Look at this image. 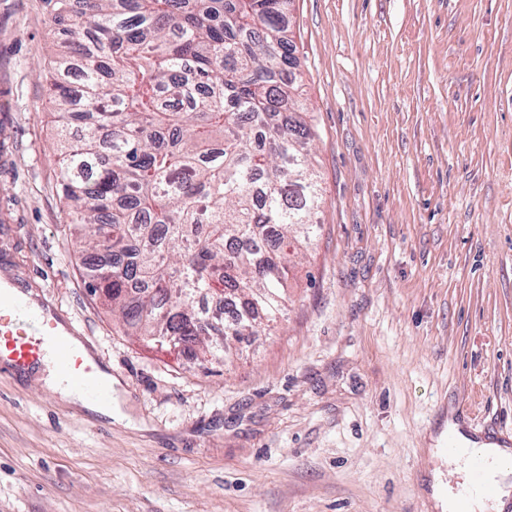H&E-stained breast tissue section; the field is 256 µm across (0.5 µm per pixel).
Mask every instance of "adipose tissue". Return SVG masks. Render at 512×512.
I'll list each match as a JSON object with an SVG mask.
<instances>
[{
    "label": "adipose tissue",
    "instance_id": "ef3b65f1",
    "mask_svg": "<svg viewBox=\"0 0 512 512\" xmlns=\"http://www.w3.org/2000/svg\"><path fill=\"white\" fill-rule=\"evenodd\" d=\"M448 433L458 445L452 460L454 463H466L469 452L473 447H481L487 459V478L498 488V495L493 501L482 497H474L468 503L470 512H482L483 508H492L493 512H504L508 503L512 502V449L491 441L476 442L466 436L458 423L448 425Z\"/></svg>",
    "mask_w": 512,
    "mask_h": 512
}]
</instances>
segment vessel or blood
<instances>
[{"instance_id": "1", "label": "vessel or blood", "mask_w": 512, "mask_h": 512, "mask_svg": "<svg viewBox=\"0 0 512 512\" xmlns=\"http://www.w3.org/2000/svg\"><path fill=\"white\" fill-rule=\"evenodd\" d=\"M15 287V282L0 279V371L22 373L48 360L88 402L109 403L112 389L99 374L100 360L87 359L73 344L83 335L81 326L73 321L65 332H58L44 312L11 297ZM485 471L483 454L473 452L467 462V479L459 490L460 502L474 495L495 496L496 489L487 481Z\"/></svg>"}]
</instances>
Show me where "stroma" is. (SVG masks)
Instances as JSON below:
<instances>
[{"mask_svg": "<svg viewBox=\"0 0 512 512\" xmlns=\"http://www.w3.org/2000/svg\"><path fill=\"white\" fill-rule=\"evenodd\" d=\"M49 19L0 0V276L80 323L112 415L0 373V512H442L448 419L512 446V0H294L319 230L284 316L207 371L88 287Z\"/></svg>", "mask_w": 512, "mask_h": 512, "instance_id": "35a3bbf8", "label": "stroma"}]
</instances>
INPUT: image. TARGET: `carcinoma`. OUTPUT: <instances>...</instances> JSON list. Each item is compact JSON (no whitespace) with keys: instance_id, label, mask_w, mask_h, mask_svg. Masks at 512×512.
I'll use <instances>...</instances> for the list:
<instances>
[{"instance_id":"carcinoma-1","label":"carcinoma","mask_w":512,"mask_h":512,"mask_svg":"<svg viewBox=\"0 0 512 512\" xmlns=\"http://www.w3.org/2000/svg\"><path fill=\"white\" fill-rule=\"evenodd\" d=\"M289 0H47L71 235L127 334L201 364L283 316L323 203Z\"/></svg>"}]
</instances>
